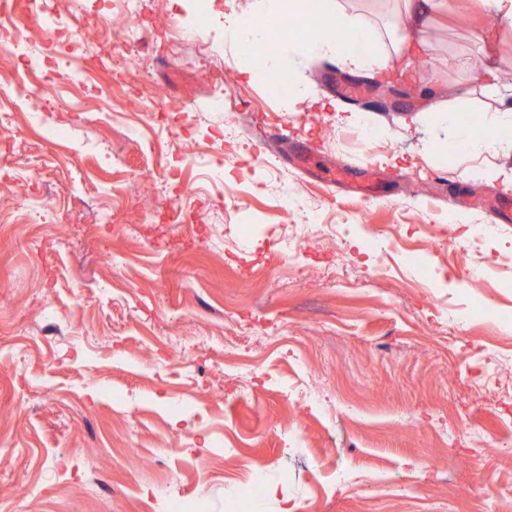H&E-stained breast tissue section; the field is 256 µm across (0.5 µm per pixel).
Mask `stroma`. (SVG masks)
Instances as JSON below:
<instances>
[{
    "mask_svg": "<svg viewBox=\"0 0 512 512\" xmlns=\"http://www.w3.org/2000/svg\"><path fill=\"white\" fill-rule=\"evenodd\" d=\"M447 2L391 60L410 100L306 55L290 74L329 108L295 112L227 46L236 133L212 141L183 115L212 109L207 64L170 40L202 0H138L136 67L97 68L92 44L58 76L65 100L11 103L0 157L24 180L0 197V512H512V223L489 206L512 189L462 152L425 155L436 107L482 133V69L512 85V23ZM340 4L390 50L396 0ZM155 89L162 112L143 111ZM254 113L289 138L259 146ZM304 212L344 230L302 234L291 259ZM425 224L444 230L425 272L371 243L424 246ZM487 224L491 243L455 248ZM260 469L288 480L253 503Z\"/></svg>",
    "mask_w": 512,
    "mask_h": 512,
    "instance_id": "stroma-1",
    "label": "stroma"
}]
</instances>
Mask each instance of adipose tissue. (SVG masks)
I'll return each instance as SVG.
<instances>
[{
	"instance_id": "obj_1",
	"label": "adipose tissue",
	"mask_w": 512,
	"mask_h": 512,
	"mask_svg": "<svg viewBox=\"0 0 512 512\" xmlns=\"http://www.w3.org/2000/svg\"><path fill=\"white\" fill-rule=\"evenodd\" d=\"M259 15L232 13L224 17V41L237 51L242 64L241 72L248 78L259 73L276 74L285 68L287 59L313 55H333L357 70H387L389 56L371 49L372 29L363 19L340 7L338 0H322L321 12L307 38H294L275 51H268L270 32L261 24L268 17H296L303 10V0H260ZM404 8L396 19L390 35L393 54L402 55L416 51L415 34L424 25L429 11L438 10L439 0H403ZM367 44L365 53L352 55L344 48L350 40ZM495 108L484 117V135L475 137L470 127L463 123L455 111L437 108L433 120L443 135L429 143L430 156L440 157L449 145H456L471 155L492 152L493 155L512 154V91L499 92L494 96Z\"/></svg>"
}]
</instances>
